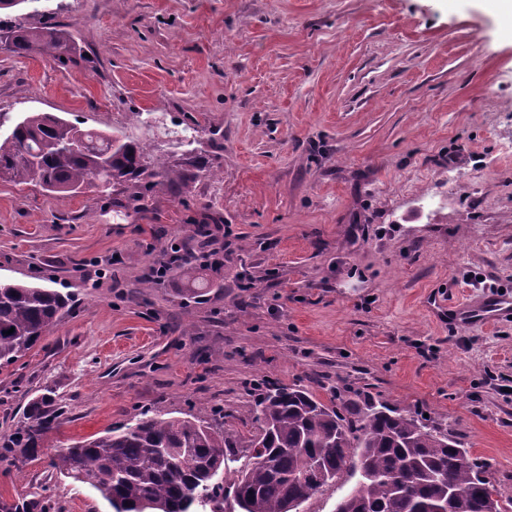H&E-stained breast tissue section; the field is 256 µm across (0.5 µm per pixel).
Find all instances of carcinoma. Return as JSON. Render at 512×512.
Returning <instances> with one entry per match:
<instances>
[{"label":"carcinoma","instance_id":"obj_1","mask_svg":"<svg viewBox=\"0 0 512 512\" xmlns=\"http://www.w3.org/2000/svg\"><path fill=\"white\" fill-rule=\"evenodd\" d=\"M10 51L34 49L52 60L71 59L68 34L56 26L13 30ZM0 180L36 182L45 190L76 194L91 180L134 183L139 201L156 186L196 177L186 170L150 174L140 143L81 130L50 112L11 119L0 113ZM84 143H71L77 135ZM68 296L28 283L0 282V367L25 357L51 333L68 307ZM14 329L10 335L5 331ZM43 402L29 411L30 424L13 440L23 454L38 447L61 412L46 414ZM257 431L242 449L247 462L232 483L241 512H301L320 489L358 476L335 512H502L496 489L466 461L468 452L442 427L421 414H405L373 402H323L299 386L268 383L250 410ZM239 439L224 423L195 416H144L134 424L77 442L51 459L53 469L92 487L113 512H192L195 505L224 512V449ZM409 473L407 484L394 480ZM3 512H50L45 503L1 504Z\"/></svg>","mask_w":512,"mask_h":512}]
</instances>
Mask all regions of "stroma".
Returning a JSON list of instances; mask_svg holds the SVG:
<instances>
[{
    "mask_svg": "<svg viewBox=\"0 0 512 512\" xmlns=\"http://www.w3.org/2000/svg\"><path fill=\"white\" fill-rule=\"evenodd\" d=\"M11 22L58 25L78 52L0 51V112L122 134L195 177L139 202L125 183L0 181V280L71 296L0 368V501L111 512L52 471L57 451L155 414L246 435L278 382L428 415L512 512V319L452 329L427 309L512 294L497 0H32ZM175 242L224 263L142 287ZM42 398L64 414L20 455L7 443Z\"/></svg>",
    "mask_w": 512,
    "mask_h": 512,
    "instance_id": "1",
    "label": "stroma"
}]
</instances>
